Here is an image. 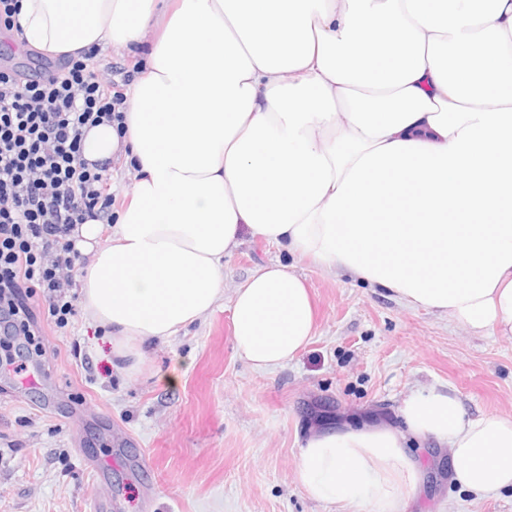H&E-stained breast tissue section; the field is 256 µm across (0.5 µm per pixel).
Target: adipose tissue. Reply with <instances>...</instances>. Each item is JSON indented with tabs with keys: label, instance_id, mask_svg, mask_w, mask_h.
<instances>
[{
	"label": "adipose tissue",
	"instance_id": "adipose-tissue-1",
	"mask_svg": "<svg viewBox=\"0 0 512 512\" xmlns=\"http://www.w3.org/2000/svg\"><path fill=\"white\" fill-rule=\"evenodd\" d=\"M16 22L54 57L144 51L124 129L84 135L87 161L130 167L132 196L111 245L97 221L74 233L81 305L122 373L219 304L245 234L512 340V0H20ZM232 326L254 370L285 365L314 333L305 280L259 267ZM400 413L402 432L310 436L298 486L402 512L409 433L447 446L464 489L512 487L511 415L465 418L443 389Z\"/></svg>",
	"mask_w": 512,
	"mask_h": 512
}]
</instances>
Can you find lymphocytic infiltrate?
<instances>
[{"mask_svg": "<svg viewBox=\"0 0 512 512\" xmlns=\"http://www.w3.org/2000/svg\"><path fill=\"white\" fill-rule=\"evenodd\" d=\"M95 50L61 69L21 78L0 69V373L25 377L20 337L34 315L25 295L48 306L56 327L76 311L80 254L73 231L112 216L107 166L83 157L88 128L123 121L125 97L106 90Z\"/></svg>", "mask_w": 512, "mask_h": 512, "instance_id": "f902f5d3", "label": "lymphocytic infiltrate"}]
</instances>
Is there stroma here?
Masks as SVG:
<instances>
[{"mask_svg":"<svg viewBox=\"0 0 512 512\" xmlns=\"http://www.w3.org/2000/svg\"><path fill=\"white\" fill-rule=\"evenodd\" d=\"M278 261L309 285L316 329L283 367L235 351V287ZM224 301L154 345L152 374L112 366L108 329L77 310L66 328L29 299L42 376L0 375V512H359L308 498L294 477L321 430L387 425L410 393L445 388L473 417L512 414V341L475 336L423 308L250 236L224 258ZM423 472L407 512H512V489L479 497L448 451L407 444Z\"/></svg>","mask_w":512,"mask_h":512,"instance_id":"35a3bbf8","label":"stroma"}]
</instances>
